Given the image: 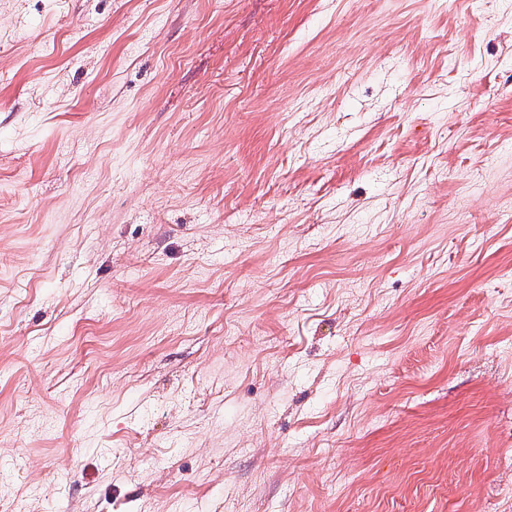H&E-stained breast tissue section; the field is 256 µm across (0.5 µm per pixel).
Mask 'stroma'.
I'll return each instance as SVG.
<instances>
[{
  "label": "stroma",
  "instance_id": "stroma-1",
  "mask_svg": "<svg viewBox=\"0 0 512 512\" xmlns=\"http://www.w3.org/2000/svg\"><path fill=\"white\" fill-rule=\"evenodd\" d=\"M512 0H0V512H512Z\"/></svg>",
  "mask_w": 512,
  "mask_h": 512
}]
</instances>
